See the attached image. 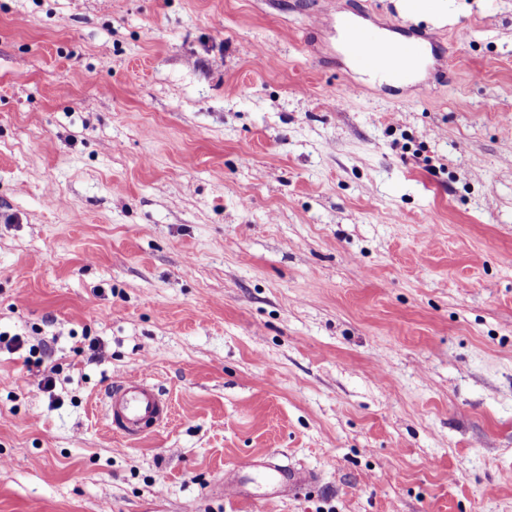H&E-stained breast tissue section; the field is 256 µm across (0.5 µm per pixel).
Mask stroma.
I'll list each match as a JSON object with an SVG mask.
<instances>
[{"label": "stroma", "instance_id": "obj_1", "mask_svg": "<svg viewBox=\"0 0 512 512\" xmlns=\"http://www.w3.org/2000/svg\"><path fill=\"white\" fill-rule=\"evenodd\" d=\"M426 2L341 0L395 86L321 0H0V512H512V0ZM343 49L350 65L366 74L382 75L387 81L402 85L410 80L421 60L428 55L424 39L405 41L385 39L364 24L341 19ZM108 430L127 440L154 432L169 418V408L161 392L143 374H130L114 381L102 399ZM264 469L272 470L267 486L271 488V493H286L294 491V493L311 483L308 476H296L294 470L281 467L278 465L265 466Z\"/></svg>", "mask_w": 512, "mask_h": 512}]
</instances>
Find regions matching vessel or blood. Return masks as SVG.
<instances>
[{
	"mask_svg": "<svg viewBox=\"0 0 512 512\" xmlns=\"http://www.w3.org/2000/svg\"><path fill=\"white\" fill-rule=\"evenodd\" d=\"M341 21L343 49L351 66L358 71L381 75L393 84L410 80L429 47L424 39L404 41L385 39L365 25ZM104 420L113 435L134 440L154 432L169 418V408L161 392L142 374H130L113 382L102 399ZM308 477L294 470L273 466L268 485L272 492H292L308 485Z\"/></svg>",
	"mask_w": 512,
	"mask_h": 512,
	"instance_id": "vessel-or-blood-1",
	"label": "vessel or blood"
}]
</instances>
